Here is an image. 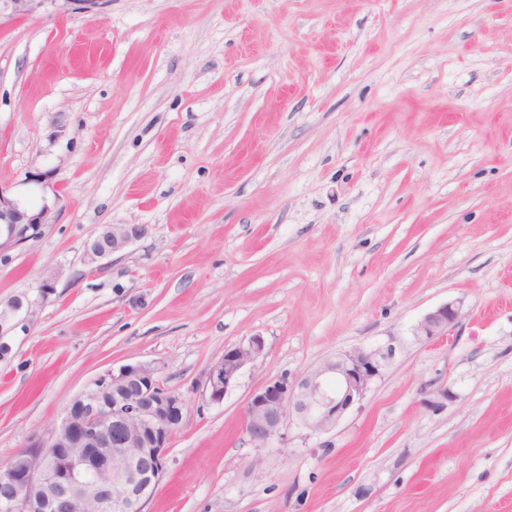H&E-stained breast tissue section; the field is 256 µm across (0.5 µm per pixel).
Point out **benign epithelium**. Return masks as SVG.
<instances>
[{"instance_id":"obj_1","label":"benign epithelium","mask_w":512,"mask_h":512,"mask_svg":"<svg viewBox=\"0 0 512 512\" xmlns=\"http://www.w3.org/2000/svg\"><path fill=\"white\" fill-rule=\"evenodd\" d=\"M12 15L25 17L46 0H0ZM47 223V209L31 211L0 187V252L23 242ZM138 224L107 225L84 250L94 265L141 239ZM461 316V302H448L426 314L413 329L419 340L448 335ZM253 336L227 347L205 375V395L219 403L242 369L264 352ZM396 348H356L327 358L299 377L273 376L248 398L244 430L257 448L273 441L286 445V421L296 418L309 435L332 431L359 405L394 358ZM185 402L166 389L155 368L124 365L100 376L76 397L60 423L0 467L9 489L3 512H51L65 502L70 512H143V505L165 472L173 433Z\"/></svg>"}]
</instances>
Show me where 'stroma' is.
Here are the masks:
<instances>
[{
    "mask_svg": "<svg viewBox=\"0 0 512 512\" xmlns=\"http://www.w3.org/2000/svg\"><path fill=\"white\" fill-rule=\"evenodd\" d=\"M0 186L49 210L0 253V466L143 364L186 404L144 512H512V0L2 10ZM108 224L146 234L85 265ZM389 343L330 433L245 434L269 377ZM461 316V302H448L426 314L413 329L418 340H435L448 336ZM265 341L262 336H253L247 343L227 347L224 356L213 363L205 375V395L212 403H219L231 389L242 369L254 362L264 352Z\"/></svg>",
    "mask_w": 512,
    "mask_h": 512,
    "instance_id": "1",
    "label": "stroma"
}]
</instances>
